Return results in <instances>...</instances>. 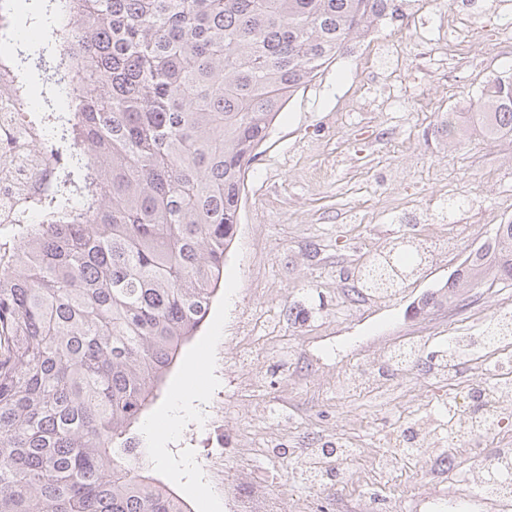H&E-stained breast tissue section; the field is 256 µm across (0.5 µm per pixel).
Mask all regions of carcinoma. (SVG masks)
Here are the masks:
<instances>
[{
	"instance_id": "obj_1",
	"label": "carcinoma",
	"mask_w": 512,
	"mask_h": 512,
	"mask_svg": "<svg viewBox=\"0 0 512 512\" xmlns=\"http://www.w3.org/2000/svg\"><path fill=\"white\" fill-rule=\"evenodd\" d=\"M391 0H59L69 153L42 219L0 246V512H191L140 465L131 429L208 316L237 236L244 181L287 102ZM450 139L512 137V78ZM415 251L359 270L398 288ZM512 280V224L455 278Z\"/></svg>"
}]
</instances>
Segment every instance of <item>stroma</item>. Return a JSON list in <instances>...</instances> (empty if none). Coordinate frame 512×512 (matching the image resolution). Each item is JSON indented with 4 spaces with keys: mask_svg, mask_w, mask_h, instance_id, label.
Wrapping results in <instances>:
<instances>
[{
    "mask_svg": "<svg viewBox=\"0 0 512 512\" xmlns=\"http://www.w3.org/2000/svg\"><path fill=\"white\" fill-rule=\"evenodd\" d=\"M512 0H394L369 33L337 54L271 126L246 174L238 234L206 323L186 345L146 418L176 415L174 434L143 439L151 475L192 512H227L222 484L258 486L288 512H419L440 491L461 492L472 457L464 444L400 461L380 475L357 464V481L302 482L272 455L342 440L379 452L415 413L465 406L487 382L483 352L463 358L456 380L426 368L460 329L477 331L512 311V283H446L497 225L512 221V139L474 136L456 150L438 129L468 111L479 90L512 76ZM32 97H56L37 69L55 47L19 41ZM456 210H448L451 202ZM404 238L425 258L396 292L356 296V273ZM403 340L420 366L353 393L337 391L351 367L382 362ZM205 361L198 397L172 404L186 372Z\"/></svg>",
    "mask_w": 512,
    "mask_h": 512,
    "instance_id": "stroma-1",
    "label": "stroma"
}]
</instances>
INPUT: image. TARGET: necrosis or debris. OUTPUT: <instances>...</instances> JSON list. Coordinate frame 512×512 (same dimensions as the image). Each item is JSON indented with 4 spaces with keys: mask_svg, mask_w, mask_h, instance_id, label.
Returning <instances> with one entry per match:
<instances>
[{
    "mask_svg": "<svg viewBox=\"0 0 512 512\" xmlns=\"http://www.w3.org/2000/svg\"><path fill=\"white\" fill-rule=\"evenodd\" d=\"M30 109L15 54L0 52V212L20 224L29 223L40 211L42 201L53 195L58 182L60 154L46 149L42 129L27 117ZM479 393V409H452L444 418L433 413L414 417L403 430L406 442L400 443L397 451L374 456L372 467L388 472L400 456L417 457L447 440L461 441L473 455L466 482L477 500L511 507L512 484L504 477L512 473V446H500L488 456L484 443L504 416L512 414V374L496 372L493 381L480 387ZM353 460L342 442L294 458L303 479L312 485L330 479L339 483L354 480Z\"/></svg>",
    "mask_w": 512,
    "mask_h": 512,
    "instance_id": "necrosis-or-debris-1",
    "label": "necrosis or debris"
}]
</instances>
